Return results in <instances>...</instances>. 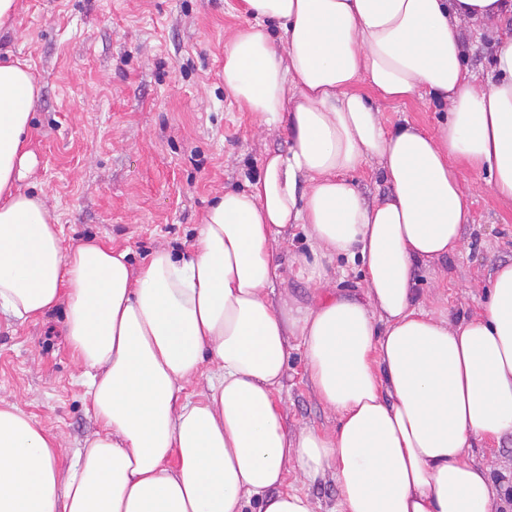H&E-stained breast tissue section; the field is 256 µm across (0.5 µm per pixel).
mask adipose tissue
<instances>
[{
	"mask_svg": "<svg viewBox=\"0 0 512 512\" xmlns=\"http://www.w3.org/2000/svg\"><path fill=\"white\" fill-rule=\"evenodd\" d=\"M224 40L225 91L286 133L244 190L207 207L189 251L159 246L133 268L90 239L66 249L24 181L41 87L0 60V313L63 308L89 368L99 431L68 466L33 416L0 405V512H314L288 474L333 477L336 512H500L474 440L512 435V264L496 268L480 316L427 309L416 271L457 251L469 198L458 168L512 203V0H242ZM496 45L487 78L465 32ZM427 96L436 133L386 126L359 92ZM391 191L369 202L349 176L366 163ZM301 229L325 285L309 306L274 300L279 254ZM361 262L359 292L329 288L336 259ZM297 339L334 428L289 432L277 403ZM200 399L184 395L205 359Z\"/></svg>",
	"mask_w": 512,
	"mask_h": 512,
	"instance_id": "1",
	"label": "adipose tissue"
}]
</instances>
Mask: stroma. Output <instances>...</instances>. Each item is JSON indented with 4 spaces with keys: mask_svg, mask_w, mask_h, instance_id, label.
Segmentation results:
<instances>
[{
    "mask_svg": "<svg viewBox=\"0 0 512 512\" xmlns=\"http://www.w3.org/2000/svg\"><path fill=\"white\" fill-rule=\"evenodd\" d=\"M238 0H20L0 53L26 60L41 85L31 130L38 165L25 188L43 192L65 244L96 238L140 267L153 248L191 245L208 201L244 188L266 155L288 150L280 127L257 128L224 94V36L245 22ZM387 126L435 130L425 97L371 93ZM474 191L459 251L441 263L452 320L480 313L483 287L512 263V205L463 169ZM64 312L35 322L0 314V403L36 416L61 463L92 437L86 373L64 336ZM288 426L330 429L335 416L311 392L293 352L281 393ZM472 459L512 492V436L476 442Z\"/></svg>",
    "mask_w": 512,
    "mask_h": 512,
    "instance_id": "1",
    "label": "stroma"
}]
</instances>
